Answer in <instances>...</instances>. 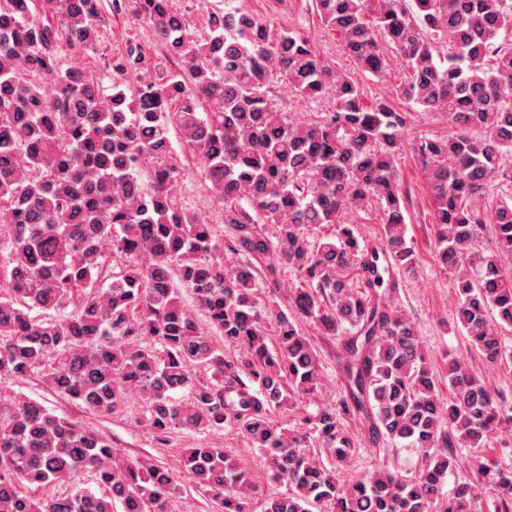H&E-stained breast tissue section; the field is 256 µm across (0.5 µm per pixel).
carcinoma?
<instances>
[{"label":"carcinoma","mask_w":512,"mask_h":512,"mask_svg":"<svg viewBox=\"0 0 512 512\" xmlns=\"http://www.w3.org/2000/svg\"><path fill=\"white\" fill-rule=\"evenodd\" d=\"M111 7L143 18L163 53L148 61L126 39L106 88L91 68L60 64L63 52L96 51L102 0H0V232L12 244L0 267V377L34 378L97 416L136 395L160 443L234 430L290 488L262 512H472L489 487L498 512H512V468L485 453L495 434H512V402L461 360L438 377L413 322L379 292L417 263L394 166L404 112L365 84L396 53L398 100L448 113L452 135L412 143L435 260L455 292L454 327L487 363L511 360L500 330L512 328V0H313L353 75L303 32L238 8L210 12L199 39L174 0ZM280 84L305 100L329 94L334 109L299 122L271 95ZM173 130L204 162L226 242L179 205ZM375 204L384 236L371 249L344 215ZM488 224L495 246L483 248ZM324 225L332 234L311 243L304 227ZM226 252L248 261L229 267ZM257 262L272 287L278 266L297 271V314L344 337L335 405L316 402L318 355L295 317L262 299ZM303 404L315 411L300 429L272 422ZM350 419L419 468L338 480L355 449ZM456 448L469 449L476 479L447 494ZM180 466L213 512H248L256 486L224 449L185 448ZM83 473L98 491L39 494ZM180 492L150 458L122 456L24 393L0 395V512H172Z\"/></svg>","instance_id":"obj_1"}]
</instances>
